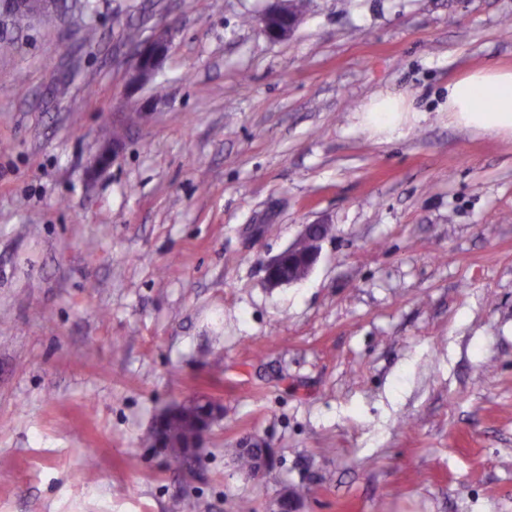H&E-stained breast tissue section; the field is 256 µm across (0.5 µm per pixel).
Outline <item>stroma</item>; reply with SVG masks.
I'll use <instances>...</instances> for the list:
<instances>
[{"label": "stroma", "instance_id": "stroma-1", "mask_svg": "<svg viewBox=\"0 0 512 512\" xmlns=\"http://www.w3.org/2000/svg\"><path fill=\"white\" fill-rule=\"evenodd\" d=\"M64 4L0 26V512H512V135L440 109L512 67V0H307L281 40L274 0ZM380 91L401 137L359 123ZM197 396L189 474L144 437ZM259 21L263 32L274 40L290 36L298 24L296 18L286 17L280 6L268 9ZM170 43L171 35L167 29L143 42L132 59L130 82L140 84L149 81L167 56ZM361 124L364 129L392 138L400 135L405 117L416 112L412 101L403 94L386 92L368 98L361 110ZM328 224L304 225L301 240L272 258L265 267L272 286L292 284L304 279L318 261L320 243L328 235ZM199 401H204V402H210L211 403V427L213 424H215L223 415H224V406L222 403L220 402H217V401H214V400H203V399H190V400H185V401H181L179 402L177 405L175 406H168L167 408H165L164 410H162L155 418L154 420V423H153V428L155 429H158L159 428V424H160V421L162 418L164 417H167V416H170L176 412H178L179 410H181L183 407H187V406H190V405H193Z\"/></svg>", "mask_w": 512, "mask_h": 512}]
</instances>
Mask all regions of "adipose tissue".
Masks as SVG:
<instances>
[{
  "label": "adipose tissue",
  "instance_id": "adipose-tissue-1",
  "mask_svg": "<svg viewBox=\"0 0 512 512\" xmlns=\"http://www.w3.org/2000/svg\"><path fill=\"white\" fill-rule=\"evenodd\" d=\"M440 109L458 124L512 134V69L487 65L466 72L449 84ZM413 110L404 95L378 93L362 106L361 124L366 130L391 137L399 133Z\"/></svg>",
  "mask_w": 512,
  "mask_h": 512
}]
</instances>
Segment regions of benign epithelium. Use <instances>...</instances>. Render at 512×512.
I'll list each match as a JSON object with an SVG mask.
<instances>
[{
    "label": "benign epithelium",
    "mask_w": 512,
    "mask_h": 512,
    "mask_svg": "<svg viewBox=\"0 0 512 512\" xmlns=\"http://www.w3.org/2000/svg\"><path fill=\"white\" fill-rule=\"evenodd\" d=\"M56 0H0V8L11 13H27L39 17L54 8ZM263 32L271 39L281 40L291 35L297 19L285 15L276 6L261 17ZM171 43L170 32L160 30L152 39L143 42L135 51L131 63L130 82L140 84L149 81L168 54ZM121 140L103 147L95 162V170L103 171L112 166L119 156ZM330 230L327 224H306L299 243L272 258L265 267L266 279L272 286L292 284L304 279L318 261L320 243Z\"/></svg>",
    "instance_id": "7a95c632"
}]
</instances>
